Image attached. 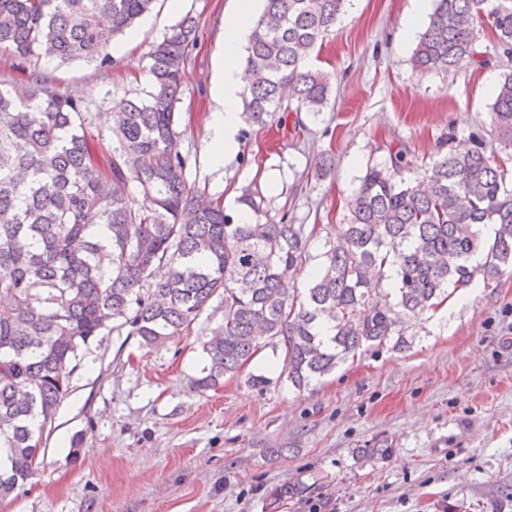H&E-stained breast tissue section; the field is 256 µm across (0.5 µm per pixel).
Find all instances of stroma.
Listing matches in <instances>:
<instances>
[{
	"label": "stroma",
	"mask_w": 512,
	"mask_h": 512,
	"mask_svg": "<svg viewBox=\"0 0 512 512\" xmlns=\"http://www.w3.org/2000/svg\"><path fill=\"white\" fill-rule=\"evenodd\" d=\"M155 0L135 28L115 39L112 64L43 62L57 88L93 111L147 87L156 41L183 15L199 23L179 105L189 158L186 178L236 214L242 188L258 191L270 214L314 231L319 254L347 217L346 202L368 163L403 147L406 181H421L449 130L488 127V80L512 72L487 32V65L419 74L415 41L400 33L413 0H356L310 67L333 75L331 107L292 125H241L238 151L213 167L207 121L217 41L230 0H183L171 13ZM329 153V172L317 167ZM224 324L212 301L189 333L160 349L110 333L94 342L45 432L37 474L0 512H512V273L475 283L409 324V344L358 353L298 391L278 382L281 358L264 350L248 367L274 380L266 390L244 376L200 392L202 345ZM385 456H364L367 448ZM302 482L300 499L272 510L270 494Z\"/></svg>",
	"instance_id": "1"
}]
</instances>
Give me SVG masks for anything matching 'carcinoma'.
Returning <instances> with one entry per match:
<instances>
[{"label":"carcinoma","mask_w":512,"mask_h":512,"mask_svg":"<svg viewBox=\"0 0 512 512\" xmlns=\"http://www.w3.org/2000/svg\"><path fill=\"white\" fill-rule=\"evenodd\" d=\"M154 0H0V56L28 64L29 90L0 81V500L37 472L43 434L71 389L81 354L128 329L159 348L209 303L222 333L203 345L195 389L217 388L263 350L283 353L279 377L301 391L374 346L407 347L405 324L456 291L512 271V189L485 131H455L423 183L399 148L367 167L349 222L318 255L301 290L292 275L313 259L305 225L270 215L255 192L240 221L187 182L177 105L198 25L190 17L149 54L150 90L109 101L107 127L80 97L58 90L42 60L112 64L113 40ZM350 0H264L247 46L248 125L284 112L319 115L332 76L306 67ZM512 57V0H435L414 51L428 74L487 63L479 27ZM491 131L512 151V74L492 93ZM150 201L143 206L139 198ZM302 493L283 484L284 503Z\"/></svg>","instance_id":"obj_1"}]
</instances>
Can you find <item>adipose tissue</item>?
I'll list each match as a JSON object with an SVG mask.
<instances>
[{
  "mask_svg": "<svg viewBox=\"0 0 512 512\" xmlns=\"http://www.w3.org/2000/svg\"><path fill=\"white\" fill-rule=\"evenodd\" d=\"M235 9L224 16V33L218 52L221 67L213 86L209 148L215 165H223L237 150L241 99L247 79L241 66L243 35L250 22L252 0H235Z\"/></svg>",
  "mask_w": 512,
  "mask_h": 512,
  "instance_id": "adipose-tissue-1",
  "label": "adipose tissue"
}]
</instances>
